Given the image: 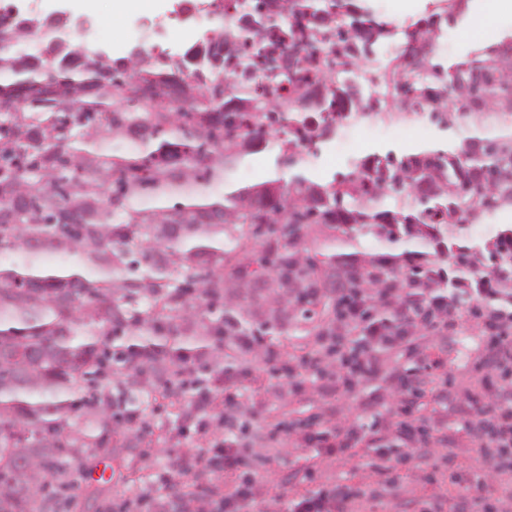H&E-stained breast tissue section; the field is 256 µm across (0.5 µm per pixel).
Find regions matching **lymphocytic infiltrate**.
Returning a JSON list of instances; mask_svg holds the SVG:
<instances>
[{
  "mask_svg": "<svg viewBox=\"0 0 512 512\" xmlns=\"http://www.w3.org/2000/svg\"><path fill=\"white\" fill-rule=\"evenodd\" d=\"M333 295L345 316L338 337L343 355L337 362L326 361L312 349L293 367L288 361H277L275 354L262 351L254 337L235 335L231 342L245 360L264 357L271 373L284 383L291 385L309 375L326 382L342 397L381 375L383 354L400 355L414 339L441 332L443 323L422 319L420 311L428 306L444 309L450 302L445 295L402 288L397 292L400 305L396 316L381 321L373 316L372 308L383 297V290L367 288L352 295L339 288ZM481 335L482 381L459 407L480 465L465 471L451 470V494L406 493L401 476L394 474L381 454L369 460L362 473L352 476L343 474L332 479L319 468L326 456H336L342 463L348 461L386 428L394 429L405 449L415 450L427 434L420 415L423 377L431 368L425 360L413 374L394 370L398 384L393 402L373 393L357 400V410L369 413L370 423L359 424L343 417L325 430L312 423L289 427L294 443L312 448L313 454L305 458L299 470V484L283 478L269 481L266 512H512V323L482 325ZM213 403L209 395L193 400L181 435L200 446L201 451L179 459L164 471L145 512H253L257 501L254 489L259 485L254 477L258 458L243 455L237 444L214 435L211 428L198 421L200 410ZM200 465L227 474L244 473L248 479L232 492L214 497L183 481L186 473Z\"/></svg>",
  "mask_w": 512,
  "mask_h": 512,
  "instance_id": "obj_1",
  "label": "lymphocytic infiltrate"
}]
</instances>
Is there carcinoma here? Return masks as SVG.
Segmentation results:
<instances>
[{
    "label": "carcinoma",
    "mask_w": 512,
    "mask_h": 512,
    "mask_svg": "<svg viewBox=\"0 0 512 512\" xmlns=\"http://www.w3.org/2000/svg\"><path fill=\"white\" fill-rule=\"evenodd\" d=\"M441 3L403 33L375 99L353 71L392 30L358 0H257L288 27L255 30L243 12L182 54L118 59L0 13V252L22 256L0 264V512H72L96 455L147 497L134 430L144 411L161 397L185 418L173 381L189 374L208 394L236 360L226 336L264 343L282 328L248 321L253 278L275 282L271 303L294 320L325 325L343 313L320 288H478L490 266L512 288V233L480 247L439 230L512 208V34L445 65L434 37L465 0ZM255 69L268 73L264 96L248 91ZM420 102L439 129L465 119L475 135L306 176L303 153L337 133L342 110L401 121ZM272 142L288 178L213 191ZM313 224L336 231L333 252L315 251ZM365 236L430 250L366 255ZM50 256L71 270L49 272ZM226 266L245 291L230 294ZM487 314L512 320V295Z\"/></svg>",
    "instance_id": "carcinoma-1"
}]
</instances>
